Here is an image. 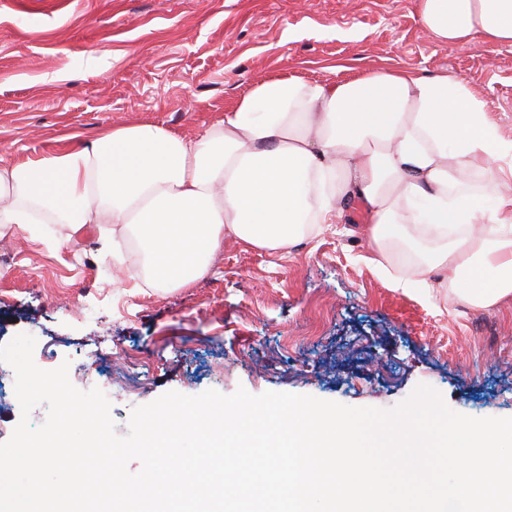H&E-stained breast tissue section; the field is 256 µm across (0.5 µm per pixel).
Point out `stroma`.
Listing matches in <instances>:
<instances>
[{
  "label": "stroma",
  "instance_id": "1",
  "mask_svg": "<svg viewBox=\"0 0 512 512\" xmlns=\"http://www.w3.org/2000/svg\"><path fill=\"white\" fill-rule=\"evenodd\" d=\"M459 73L512 134V46H448L416 0H0V162L79 148L115 124L188 139L264 79L342 82L380 69ZM351 205L284 251L234 238L186 288L138 287L100 227L0 237V346L36 339L35 364H68L112 392L116 432L174 390L244 388L390 409L427 384L453 411L512 417V301L483 310L446 289L396 288L370 264Z\"/></svg>",
  "mask_w": 512,
  "mask_h": 512
}]
</instances>
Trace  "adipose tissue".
Wrapping results in <instances>:
<instances>
[{"label": "adipose tissue", "mask_w": 512, "mask_h": 512, "mask_svg": "<svg viewBox=\"0 0 512 512\" xmlns=\"http://www.w3.org/2000/svg\"><path fill=\"white\" fill-rule=\"evenodd\" d=\"M424 28L448 46L512 45V0H418ZM480 184H473L474 174ZM512 136L453 73L380 69L343 82L271 78L195 139L152 123L113 126L82 149L68 143L0 164V224H99L102 241L136 235L150 288H185L225 236L279 250L351 203L383 264L398 227L443 240L398 288L436 277L473 309L512 300ZM496 200L486 213L482 200ZM494 224L493 233L483 223Z\"/></svg>", "instance_id": "1"}]
</instances>
